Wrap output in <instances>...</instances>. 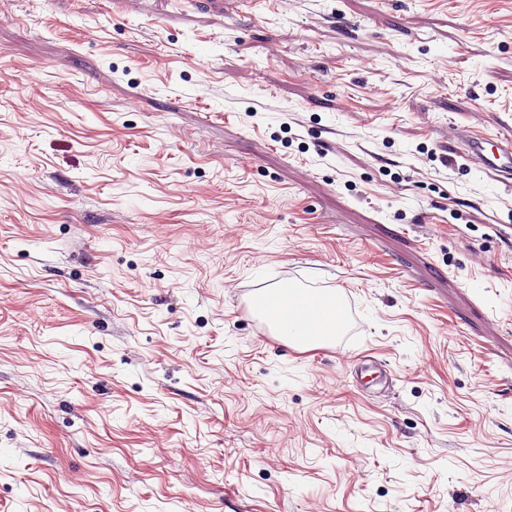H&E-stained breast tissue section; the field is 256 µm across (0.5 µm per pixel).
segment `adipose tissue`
<instances>
[{"instance_id": "ef3b65f1", "label": "adipose tissue", "mask_w": 512, "mask_h": 512, "mask_svg": "<svg viewBox=\"0 0 512 512\" xmlns=\"http://www.w3.org/2000/svg\"><path fill=\"white\" fill-rule=\"evenodd\" d=\"M272 311L278 316H291L292 321L284 325L281 338L296 349L307 350L323 346L335 333L336 316L332 310L327 309L319 314L305 311L301 299L291 290H283L273 300Z\"/></svg>"}]
</instances>
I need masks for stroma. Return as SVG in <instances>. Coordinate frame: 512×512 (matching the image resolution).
<instances>
[{"label": "stroma", "instance_id": "1", "mask_svg": "<svg viewBox=\"0 0 512 512\" xmlns=\"http://www.w3.org/2000/svg\"><path fill=\"white\" fill-rule=\"evenodd\" d=\"M0 12V512H512V0ZM464 146L466 156L484 173L490 174L508 193H512V141L499 139L496 144H489L480 133L457 134ZM487 145H490L488 147ZM282 291V294L272 301V312L278 317L288 315L289 319L291 317L298 319L290 324L287 322L278 336L288 345L299 350H307L327 344L330 340L329 336L336 335L335 340L337 341L341 336L346 335L351 313L345 296L337 293L317 294L318 298L327 299L334 304L335 316L330 308L320 314L305 311L302 300L290 289ZM342 327H344L343 330Z\"/></svg>", "mask_w": 512, "mask_h": 512}]
</instances>
